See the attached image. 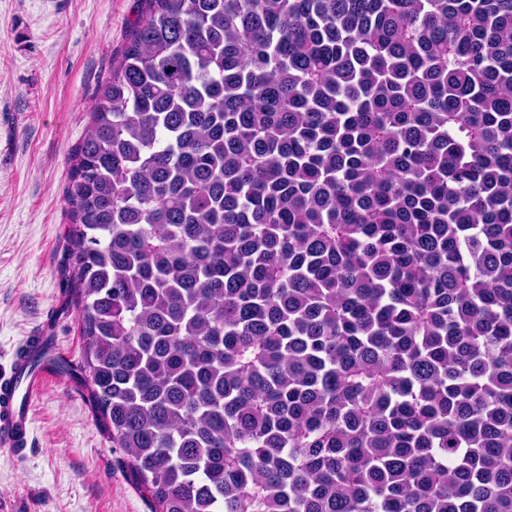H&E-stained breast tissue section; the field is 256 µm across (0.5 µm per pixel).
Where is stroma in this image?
<instances>
[{
  "mask_svg": "<svg viewBox=\"0 0 512 512\" xmlns=\"http://www.w3.org/2000/svg\"><path fill=\"white\" fill-rule=\"evenodd\" d=\"M140 0H0V374L35 330L83 357L59 270L70 229L69 154ZM24 461L0 448V512H151L86 387L52 377Z\"/></svg>",
  "mask_w": 512,
  "mask_h": 512,
  "instance_id": "stroma-1",
  "label": "stroma"
}]
</instances>
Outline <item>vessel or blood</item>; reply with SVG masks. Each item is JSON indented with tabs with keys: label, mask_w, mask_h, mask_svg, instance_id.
Wrapping results in <instances>:
<instances>
[{
	"label": "vessel or blood",
	"mask_w": 512,
	"mask_h": 512,
	"mask_svg": "<svg viewBox=\"0 0 512 512\" xmlns=\"http://www.w3.org/2000/svg\"><path fill=\"white\" fill-rule=\"evenodd\" d=\"M41 341V334L28 336L12 354L11 374L0 376V446L16 456L24 455L31 443L32 403L50 376L49 370L31 368L27 362V351Z\"/></svg>",
	"instance_id": "1"
}]
</instances>
